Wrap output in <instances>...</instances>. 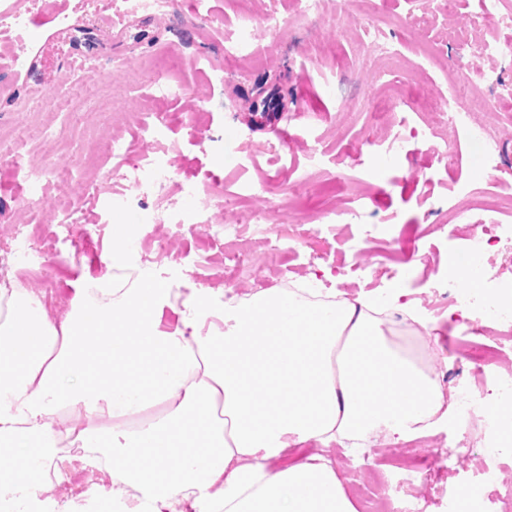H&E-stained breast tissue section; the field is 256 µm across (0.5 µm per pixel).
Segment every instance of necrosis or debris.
Returning a JSON list of instances; mask_svg holds the SVG:
<instances>
[{
    "label": "necrosis or debris",
    "mask_w": 512,
    "mask_h": 512,
    "mask_svg": "<svg viewBox=\"0 0 512 512\" xmlns=\"http://www.w3.org/2000/svg\"><path fill=\"white\" fill-rule=\"evenodd\" d=\"M336 13L345 21L351 22L367 39L371 51L385 56L392 55V48L382 42L380 27L374 14L368 9L366 0H336ZM496 16L499 23L512 28V0H482V10L473 15L463 27L438 29L435 16L429 11L426 0H421L417 9L410 14L407 24L428 30H440L442 38L470 41L476 44L472 71L478 72L483 83H499L503 70L512 67V44L491 43L483 39L481 31L487 16ZM111 150L120 158L124 168L125 185L121 190L111 187L112 173H105L87 184V197H104L112 206H127L137 195L148 193L156 197L157 215L163 223L182 227L186 223L211 225V212L219 208L220 200L212 194H205L191 217H184L178 202L169 200L164 189L170 173L161 163L150 160V153L156 152V145L140 147L136 152L123 150L120 140H113ZM469 249L475 257H483L488 251H496L501 257V265L512 269V227L500 224H484L477 228L469 239ZM59 256L54 241L34 243L25 225H18L15 231L13 248L0 251V286L7 288H27L28 274L38 277L39 292L45 302H52L53 272ZM436 298L448 308L451 315L469 313L472 323V338L460 341L457 353L470 366L471 371H479L491 364L496 356L495 346L483 342L479 336L484 324L512 327V304L494 301L485 293L460 290L456 282L436 289ZM433 377L442 390L452 393V410L459 419L460 435L453 444L456 455L468 454L473 447L471 424H479L483 432L482 453L489 458L476 480L463 483L448 497V512H458L460 500H467L469 512H512V491L505 489L496 460L504 451V444L497 439L498 423L489 414L486 398H493L498 405H512V377L498 376L486 382L480 389L468 388L461 374L450 371L434 372ZM436 475L430 469L414 466L406 462L399 464L396 474L375 475L372 482L358 486L357 493L365 503L372 505L379 494L393 488L402 492L412 484L428 486L435 482Z\"/></svg>",
    "instance_id": "obj_1"
}]
</instances>
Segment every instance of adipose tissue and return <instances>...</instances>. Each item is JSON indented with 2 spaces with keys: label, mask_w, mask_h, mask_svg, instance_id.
I'll return each instance as SVG.
<instances>
[{
  "label": "adipose tissue",
  "mask_w": 512,
  "mask_h": 512,
  "mask_svg": "<svg viewBox=\"0 0 512 512\" xmlns=\"http://www.w3.org/2000/svg\"><path fill=\"white\" fill-rule=\"evenodd\" d=\"M374 298L305 302L271 288L216 300L110 275L77 288L54 324L35 293L0 289V488L30 500L67 451L50 419H108L82 449L142 512H358L315 440L404 438L444 407L435 380L372 317ZM179 324L163 326L165 308ZM148 409L139 427L125 419Z\"/></svg>",
  "instance_id": "obj_1"
}]
</instances>
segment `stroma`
Masks as SVG:
<instances>
[{
  "label": "stroma",
  "mask_w": 512,
  "mask_h": 512,
  "mask_svg": "<svg viewBox=\"0 0 512 512\" xmlns=\"http://www.w3.org/2000/svg\"><path fill=\"white\" fill-rule=\"evenodd\" d=\"M9 3L27 17L28 42L39 28H60L65 19L100 27L92 40L102 55L91 74L56 66L47 86L15 81L14 40L0 37V82L13 86L9 95H0V126L13 131L0 149V249L13 246L16 224L32 225L38 239L58 234L60 201H70L80 220L73 240L57 244L65 262L54 274L59 303L47 309L52 320L70 312L76 284L103 276L119 253L137 275L186 294L231 286L244 297L288 281L352 300L394 288L406 296V309L434 326L437 353L456 362L447 347L467 325L438 312L433 290L448 280L449 254H468L476 225H512V211L497 206L512 196V97L499 96L475 76L448 86L450 67L471 59L470 48L421 52L430 35L405 25L410 0H373L380 26L404 63L400 70L381 68L354 33L344 32L335 0H325L320 17L304 15L301 0H182L179 16L157 17L143 34L121 29L122 18L108 0ZM272 13L285 20L274 38L226 54L244 28L262 27ZM260 89L281 96L283 109L250 112ZM477 92L497 99L496 159L502 174L495 182L487 178L484 146L465 127L447 130L456 154L448 166L439 162L435 141L421 135L449 95L466 102ZM155 112L165 121L152 132L145 125ZM400 115L417 132L389 166L383 135ZM190 125L201 139L186 137ZM111 134L133 151L152 139L164 146L171 195L192 184L219 192L229 206L214 210L213 223L226 226L237 214L253 215L252 223L238 227L248 248L267 257L253 279L221 265L224 235L202 227L176 237L172 225L150 221V196L122 209L110 208L104 199L95 205L86 200L83 186L90 173L112 170L117 162L104 142ZM51 151L59 158L55 175L33 186L30 168L44 164ZM273 223L289 235L275 250L265 234ZM118 224L131 228L137 247L117 239ZM312 228L317 236L307 237ZM162 238L170 244L166 259L142 265L141 253ZM314 251L320 260L313 267ZM393 264L400 275L390 280L385 269ZM457 434L455 421L440 423L414 450L438 472L431 490H412L429 495L430 512H447L449 493L487 464L476 449L460 459L446 457ZM312 454L330 459L349 490L356 477L388 468L399 451L381 436L368 439L356 457L335 442H308L288 451L292 460ZM60 473L61 481L43 494L51 512H72L79 498L98 512L99 491L111 488V476L86 455L70 453Z\"/></svg>",
  "instance_id": "1"
}]
</instances>
